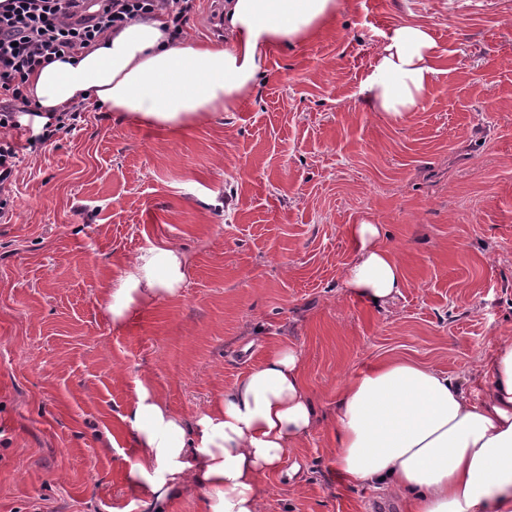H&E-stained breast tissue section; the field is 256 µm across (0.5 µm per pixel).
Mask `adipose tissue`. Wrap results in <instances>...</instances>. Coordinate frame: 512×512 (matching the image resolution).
I'll use <instances>...</instances> for the list:
<instances>
[{"label": "adipose tissue", "instance_id": "obj_1", "mask_svg": "<svg viewBox=\"0 0 512 512\" xmlns=\"http://www.w3.org/2000/svg\"><path fill=\"white\" fill-rule=\"evenodd\" d=\"M338 0H227L223 44L172 39L162 19L134 21L77 55L33 73L30 111L60 112L83 98L172 132L211 112H234L264 73L271 51L308 40ZM445 62L430 31L399 25L387 35L362 91L398 120L425 103ZM354 254L350 293L386 305L405 284L403 268L369 217L348 225ZM183 253L152 248L106 290L113 323L180 293ZM483 383L464 390L440 369L392 357L336 390V470L401 500L407 512H512V338L479 362ZM142 450L128 474L143 484L142 512H167L183 488H202V512H265L259 478L314 429L316 411L299 353L274 348L258 367L192 415L141 390L125 416Z\"/></svg>", "mask_w": 512, "mask_h": 512}]
</instances>
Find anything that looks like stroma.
I'll use <instances>...</instances> for the list:
<instances>
[{
	"mask_svg": "<svg viewBox=\"0 0 512 512\" xmlns=\"http://www.w3.org/2000/svg\"><path fill=\"white\" fill-rule=\"evenodd\" d=\"M430 30L448 71L392 120L361 86L388 31ZM0 222V512H141L122 417L140 388L192 414L274 346L301 354L316 426L261 476L266 512H376L330 449L339 382L388 357L473 389L512 336V0H339L271 52L238 110L178 133L89 108L22 155ZM381 227L404 269L379 308L343 283L346 228ZM174 246L178 296L113 325L125 263Z\"/></svg>",
	"mask_w": 512,
	"mask_h": 512,
	"instance_id": "1",
	"label": "stroma"
}]
</instances>
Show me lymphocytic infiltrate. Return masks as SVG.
<instances>
[{
	"mask_svg": "<svg viewBox=\"0 0 512 512\" xmlns=\"http://www.w3.org/2000/svg\"><path fill=\"white\" fill-rule=\"evenodd\" d=\"M196 0H0V129H20L18 104L32 73L89 48L135 19L166 17L182 37ZM21 156L0 138V219L13 214V182Z\"/></svg>",
	"mask_w": 512,
	"mask_h": 512,
	"instance_id": "f902f5d3",
	"label": "lymphocytic infiltrate"
}]
</instances>
